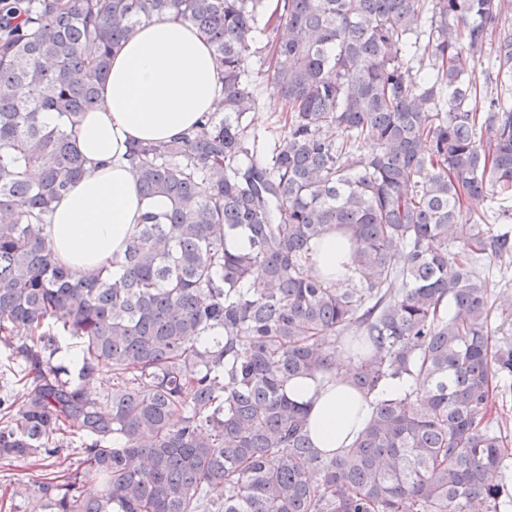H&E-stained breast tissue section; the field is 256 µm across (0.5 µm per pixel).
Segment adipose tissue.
Listing matches in <instances>:
<instances>
[{
	"label": "adipose tissue",
	"mask_w": 512,
	"mask_h": 512,
	"mask_svg": "<svg viewBox=\"0 0 512 512\" xmlns=\"http://www.w3.org/2000/svg\"><path fill=\"white\" fill-rule=\"evenodd\" d=\"M221 89L210 47L172 14L141 24L113 55L99 102L78 129L89 171L54 203L48 218V237L74 279L118 265L142 214L170 207L164 196L142 197L126 156L129 143L189 132L213 110ZM286 391L309 405L312 440L329 453L348 446L371 415L369 399L341 374L324 382L293 379Z\"/></svg>",
	"instance_id": "1"
}]
</instances>
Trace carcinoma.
<instances>
[{"mask_svg":"<svg viewBox=\"0 0 512 512\" xmlns=\"http://www.w3.org/2000/svg\"><path fill=\"white\" fill-rule=\"evenodd\" d=\"M170 12L222 96L130 146L170 209L120 274L75 281L45 217L87 173L112 52ZM254 74L281 112L268 143L244 121ZM511 198L512 0H0V458L38 470L0 512L30 492L45 512H507L512 342L491 343L485 261L512 258L492 229ZM332 230L340 288L311 265ZM74 339L71 374L53 357ZM341 345L372 415L336 455L285 386L334 376Z\"/></svg>","mask_w":512,"mask_h":512,"instance_id":"carcinoma-1","label":"carcinoma"}]
</instances>
